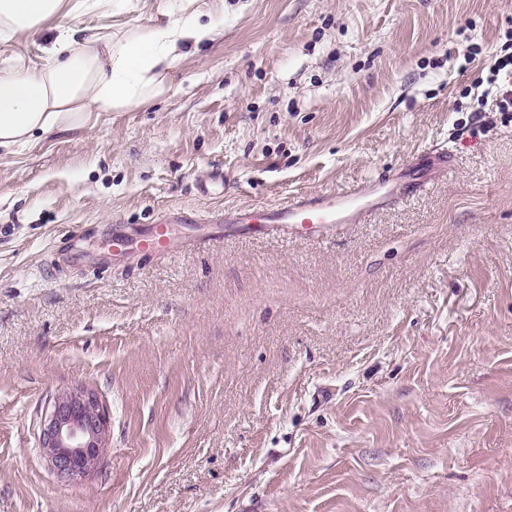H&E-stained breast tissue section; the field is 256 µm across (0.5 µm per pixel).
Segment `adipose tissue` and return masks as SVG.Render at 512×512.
I'll return each mask as SVG.
<instances>
[{
	"label": "adipose tissue",
	"instance_id": "ef3b65f1",
	"mask_svg": "<svg viewBox=\"0 0 512 512\" xmlns=\"http://www.w3.org/2000/svg\"><path fill=\"white\" fill-rule=\"evenodd\" d=\"M196 0L162 9L139 32L117 28L76 38L60 32L41 65L0 59V151L27 148L36 133L88 122L91 113L124 112L163 94L189 51L218 41L220 22H200ZM149 0H0V46L34 38L57 18L79 12L142 11Z\"/></svg>",
	"mask_w": 512,
	"mask_h": 512
}]
</instances>
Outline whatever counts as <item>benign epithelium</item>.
<instances>
[{
	"label": "benign epithelium",
	"instance_id": "1",
	"mask_svg": "<svg viewBox=\"0 0 512 512\" xmlns=\"http://www.w3.org/2000/svg\"><path fill=\"white\" fill-rule=\"evenodd\" d=\"M110 418L101 400L83 387L49 400L42 416L39 447L56 477L75 481L94 471L105 456Z\"/></svg>",
	"mask_w": 512,
	"mask_h": 512
}]
</instances>
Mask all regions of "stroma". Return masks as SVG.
Wrapping results in <instances>:
<instances>
[{"label":"stroma","mask_w":512,"mask_h":512,"mask_svg":"<svg viewBox=\"0 0 512 512\" xmlns=\"http://www.w3.org/2000/svg\"><path fill=\"white\" fill-rule=\"evenodd\" d=\"M508 54L512 0H224L166 93L0 153V512H512ZM381 174L331 234L211 221ZM75 387L111 432L68 484ZM167 224H172L168 215L155 219L153 232L139 241V250L145 254L169 253L172 244L167 236ZM109 439L110 418L93 391L72 388L49 400L42 416L39 447L60 481L72 482L94 471L105 456Z\"/></svg>","instance_id":"35a3bbf8"}]
</instances>
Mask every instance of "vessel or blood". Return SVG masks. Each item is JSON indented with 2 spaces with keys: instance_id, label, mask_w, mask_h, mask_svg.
I'll use <instances>...</instances> for the list:
<instances>
[{
  "instance_id": "obj_1",
  "label": "vessel or blood",
  "mask_w": 512,
  "mask_h": 512,
  "mask_svg": "<svg viewBox=\"0 0 512 512\" xmlns=\"http://www.w3.org/2000/svg\"><path fill=\"white\" fill-rule=\"evenodd\" d=\"M384 179L374 178L356 183L342 193L324 196L300 194L284 205L256 209L240 207L224 211L222 220L250 229L261 225L272 232H285L294 224H308L324 228L333 224H352L386 200ZM169 216L163 215L154 221L150 236L139 242V249L146 254L170 252L172 244L167 236Z\"/></svg>"
}]
</instances>
